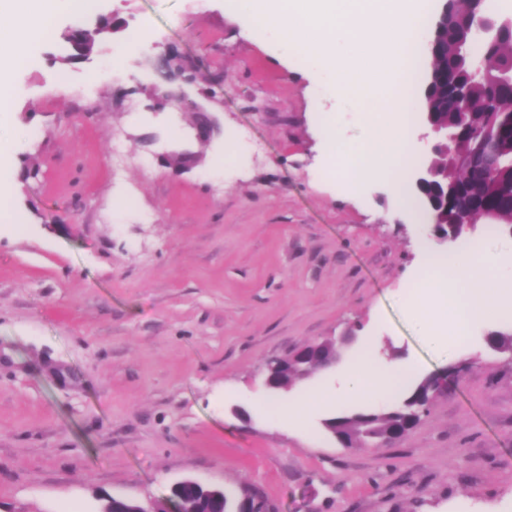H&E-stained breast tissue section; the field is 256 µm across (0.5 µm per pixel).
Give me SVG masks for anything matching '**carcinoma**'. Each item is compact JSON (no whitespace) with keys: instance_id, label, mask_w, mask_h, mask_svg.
Returning a JSON list of instances; mask_svg holds the SVG:
<instances>
[{"instance_id":"carcinoma-1","label":"carcinoma","mask_w":512,"mask_h":512,"mask_svg":"<svg viewBox=\"0 0 512 512\" xmlns=\"http://www.w3.org/2000/svg\"><path fill=\"white\" fill-rule=\"evenodd\" d=\"M479 9H490L489 0H442L433 26L439 27V36L434 47L430 48L433 59V72L438 82L424 80L426 88L425 103L438 117L450 123L460 122V114L466 115L465 126L473 135L462 139L455 146L457 155L471 153L477 142L512 146V87L498 81V75L512 68V40L503 37L494 42H482L475 48V38L470 30L473 14ZM120 30L114 19L106 16L99 18L92 27L74 26L63 33L69 45L70 53L61 58L69 64L76 60L81 52L96 47V44L112 37ZM469 46L484 60V75L477 79L472 76L469 60L462 54V46ZM448 181L463 183L471 193L480 195L490 209L504 216L512 214V173L503 171L494 165L493 156H488L478 173H469L463 167L448 164ZM489 346L499 353L512 351V333L497 331L490 335ZM310 369L300 370L288 366L286 370L276 371L278 385L282 388L294 386L307 379ZM432 378L419 380L410 394L397 407L386 409L372 406L366 410L355 411L333 417L325 421V427L333 434L347 429L349 440L343 443L346 448L370 447L381 441L385 432L394 429L408 431L412 425L408 414L422 415L430 403ZM176 499L179 512H214L220 508L223 512H237L240 500L230 494H224L221 502L205 496L193 487H182L171 493Z\"/></svg>"}]
</instances>
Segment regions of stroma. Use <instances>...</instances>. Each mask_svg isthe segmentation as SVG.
Segmentation results:
<instances>
[{"mask_svg":"<svg viewBox=\"0 0 512 512\" xmlns=\"http://www.w3.org/2000/svg\"><path fill=\"white\" fill-rule=\"evenodd\" d=\"M100 13L148 23L152 48L61 66L63 15L14 71L24 223H0V512H98L185 478L277 512H512V357L487 345L503 319L471 328L469 369L397 444L345 448L330 411L286 423L257 404L266 361L347 330L419 376L448 368L402 309L424 235L410 207L387 178L358 189L326 162L323 113L363 143L365 108L278 33L254 42L225 0ZM173 43L194 84L157 71ZM155 85L205 102L220 134L196 142L190 112L153 110ZM183 147L199 166L156 159Z\"/></svg>","mask_w":512,"mask_h":512,"instance_id":"35a3bbf8","label":"stroma"}]
</instances>
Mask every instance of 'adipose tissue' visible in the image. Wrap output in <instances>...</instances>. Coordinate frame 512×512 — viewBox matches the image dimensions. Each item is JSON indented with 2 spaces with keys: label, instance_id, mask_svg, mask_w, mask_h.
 Wrapping results in <instances>:
<instances>
[{
  "label": "adipose tissue",
  "instance_id": "1",
  "mask_svg": "<svg viewBox=\"0 0 512 512\" xmlns=\"http://www.w3.org/2000/svg\"><path fill=\"white\" fill-rule=\"evenodd\" d=\"M78 0H0V132L11 125L16 86L13 66L26 55L31 43L50 39L52 18L59 13L78 14ZM414 297L406 308L419 335L438 357L456 361L459 340L470 326L487 317L512 319V300L493 297L487 280L512 263V252L491 249L465 236L447 251L422 242ZM376 338H365L342 355L334 366V379L321 378L300 391L266 397L263 407L276 418L303 419L319 406L360 403L383 398L401 389L416 374L414 363L382 361Z\"/></svg>",
  "mask_w": 512,
  "mask_h": 512
}]
</instances>
